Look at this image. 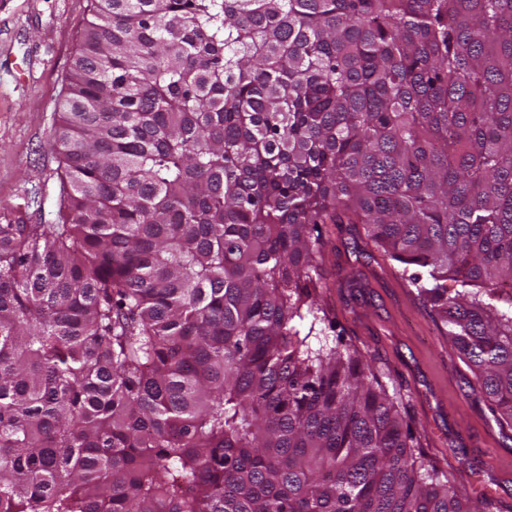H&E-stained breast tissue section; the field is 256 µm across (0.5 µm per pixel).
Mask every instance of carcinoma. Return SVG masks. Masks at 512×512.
I'll use <instances>...</instances> for the list:
<instances>
[{
  "mask_svg": "<svg viewBox=\"0 0 512 512\" xmlns=\"http://www.w3.org/2000/svg\"><path fill=\"white\" fill-rule=\"evenodd\" d=\"M91 16L58 221L0 223V512H487L325 336L320 225L403 265L512 427V0Z\"/></svg>",
  "mask_w": 512,
  "mask_h": 512,
  "instance_id": "obj_1",
  "label": "carcinoma"
}]
</instances>
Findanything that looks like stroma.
Returning <instances> with one entry per match:
<instances>
[{
    "mask_svg": "<svg viewBox=\"0 0 512 512\" xmlns=\"http://www.w3.org/2000/svg\"><path fill=\"white\" fill-rule=\"evenodd\" d=\"M90 0H0V223L56 219L60 158L50 145L65 78ZM322 306L344 343L375 372L455 491L512 512V427L472 391L449 344L399 263L346 224L321 227Z\"/></svg>",
    "mask_w": 512,
    "mask_h": 512,
    "instance_id": "stroma-1",
    "label": "stroma"
}]
</instances>
